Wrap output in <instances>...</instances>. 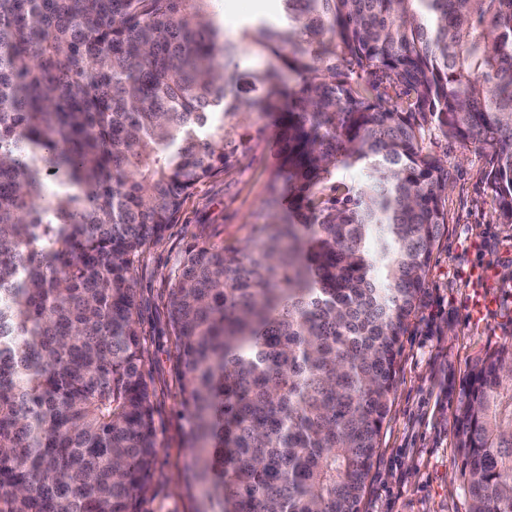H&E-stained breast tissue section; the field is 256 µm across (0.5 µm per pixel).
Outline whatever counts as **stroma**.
<instances>
[{"label":"stroma","instance_id":"obj_1","mask_svg":"<svg viewBox=\"0 0 512 512\" xmlns=\"http://www.w3.org/2000/svg\"><path fill=\"white\" fill-rule=\"evenodd\" d=\"M228 36L258 18L276 19V0H214ZM253 133L252 149L233 169L198 185L178 224L149 245L134 279L153 393L158 455L141 512H194L185 463L190 426L182 415L167 275L192 243L240 247L269 220L273 151L256 133L259 116L237 119ZM427 150L447 157L453 173L445 196L447 224L426 276L420 307L402 339L396 387L360 512H468L459 481L454 414L467 375L490 349L512 343V224L496 221V202L482 182L487 150L435 135ZM487 267L486 285L469 278Z\"/></svg>","mask_w":512,"mask_h":512}]
</instances>
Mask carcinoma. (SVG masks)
I'll use <instances>...</instances> for the list:
<instances>
[{
  "label": "carcinoma",
  "instance_id": "1",
  "mask_svg": "<svg viewBox=\"0 0 512 512\" xmlns=\"http://www.w3.org/2000/svg\"><path fill=\"white\" fill-rule=\"evenodd\" d=\"M212 2L0 0V512H140L134 263L250 152L227 120L274 118L278 210L168 274L204 512H360L447 224L427 136L489 150L512 224V0H278L234 38ZM249 46L296 86L240 72ZM455 438L468 512H512V343L471 371Z\"/></svg>",
  "mask_w": 512,
  "mask_h": 512
}]
</instances>
